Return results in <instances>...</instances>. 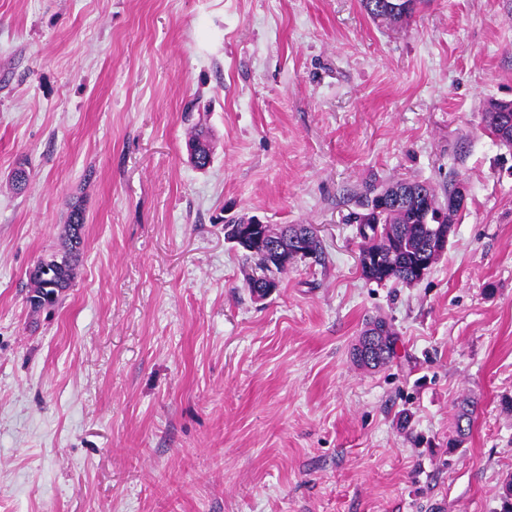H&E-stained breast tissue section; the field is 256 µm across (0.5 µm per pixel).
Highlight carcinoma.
Masks as SVG:
<instances>
[{
    "label": "carcinoma",
    "mask_w": 512,
    "mask_h": 512,
    "mask_svg": "<svg viewBox=\"0 0 512 512\" xmlns=\"http://www.w3.org/2000/svg\"><path fill=\"white\" fill-rule=\"evenodd\" d=\"M366 13L380 20L397 21L406 16L394 7L391 0H361ZM512 115V101L492 100L487 104L485 128L501 144L512 147V126H504L497 121L502 113ZM457 182L448 180L442 192H437L430 184L417 180H401L396 183L377 187H366L358 200L360 211L354 213L361 238V250H372L380 256V264L361 267V275L376 283L401 282L411 284L421 279L417 273V262L427 247L435 228V213L445 212V218L452 224L459 210H449L448 198L456 193ZM85 216L81 208H71L67 219V233L62 245L60 262H50L46 266H32L26 272L32 295L31 306L41 309L58 303L63 291L72 286L76 275V265L83 250ZM304 230L302 224H290L281 229L266 228L268 238L277 242L283 250H288L291 235ZM429 253V252H427ZM256 267L261 275L248 276L252 292H258L261 282H274L276 276L285 269L283 265L268 266L263 256L254 254ZM429 257L437 259L438 254L431 252ZM379 330L376 336L377 353L372 358L363 356L360 344L352 350L354 362L365 369L376 370L389 364L395 356V336L386 321L375 319L368 323L361 337L366 333ZM473 402L464 400L456 415V432L460 436L470 431L471 409Z\"/></svg>",
    "instance_id": "cac0c4a2"
}]
</instances>
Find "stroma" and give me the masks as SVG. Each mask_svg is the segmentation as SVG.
I'll use <instances>...</instances> for the list:
<instances>
[{
	"mask_svg": "<svg viewBox=\"0 0 512 512\" xmlns=\"http://www.w3.org/2000/svg\"><path fill=\"white\" fill-rule=\"evenodd\" d=\"M492 100H512V0L399 22L360 0H0V512H500L512 148ZM451 178L466 205L432 269L365 280L366 184ZM75 204L77 275L33 309L25 272ZM241 216L318 226L324 262L256 299L224 238ZM375 317L396 356L367 370ZM487 110L485 112V128L489 134L497 139L501 144L512 147V126L511 124L504 127L503 124L497 121V118L503 112H508L512 115V101H497L492 100L487 104ZM379 329L380 332L376 336V347L378 352L372 358H365L360 350L362 340L369 331ZM395 336L391 328L383 319H375L368 323L366 329L363 330L352 350L354 362L365 369L376 370L389 364L395 356Z\"/></svg>",
	"mask_w": 512,
	"mask_h": 512,
	"instance_id": "stroma-1",
	"label": "stroma"
}]
</instances>
